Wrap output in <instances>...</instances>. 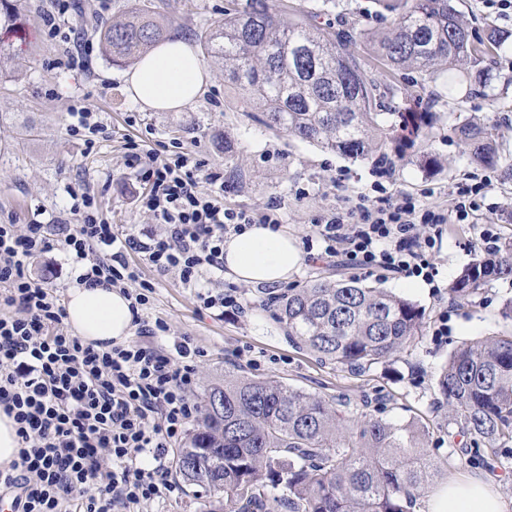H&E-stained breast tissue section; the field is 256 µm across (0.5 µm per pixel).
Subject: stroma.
Masks as SVG:
<instances>
[{
  "mask_svg": "<svg viewBox=\"0 0 512 512\" xmlns=\"http://www.w3.org/2000/svg\"><path fill=\"white\" fill-rule=\"evenodd\" d=\"M284 25L315 21L333 28H363L376 24L375 0H279ZM23 28L9 40L13 57L9 75L0 77V224L71 223V207L82 194L93 197L100 213L120 232L142 238L159 234L152 213L139 207L144 168L129 165L128 141L154 149L159 158L183 152L202 162L205 171L224 174V204L259 212L275 207L283 228L306 241L322 216L342 207L346 199L374 196L379 181L377 155L352 160L274 131L253 121L243 110L241 90L225 84L224 70L209 65L205 94L173 111L141 109L129 97L125 75L133 61L115 65L101 50L92 53L86 72L57 67L65 45L48 37L41 23L46 0H27ZM227 0H149L160 16L174 19V33L187 40L224 16ZM457 8L476 35L489 30L507 34L489 67L492 76L483 93H449L442 81L412 69L390 71L368 44L348 49L365 62L367 74L390 82L393 106L405 112L434 113L429 137L415 141L409 159L395 162L389 191L411 195L427 206L449 209L458 187L479 186L477 209L465 223L453 224L435 258L434 285L412 287L410 279L360 274L369 285L415 301L424 311L418 336L389 360L360 372L324 364L293 347L272 308L263 304L269 293L298 288L317 278L350 277V270L323 260L303 259L287 284L268 288L220 278L216 286L236 293L239 309H205L194 289L177 274L157 272L142 253L129 251L130 265L140 269L155 290L143 306L142 319L167 321L174 335L188 337L203 349L198 361L192 400H200L210 382L224 376L272 378L307 393L336 399L349 422L373 415L396 424H416L438 473L436 483L467 475L495 476L498 492L512 505V443L497 448H473L440 410L438 378L451 352L460 344L512 332L505 306L512 302V279H497L479 294L455 298L449 282L476 255L470 242L483 230L499 240L512 237V181L501 169L468 163L454 127L463 119L492 121L503 158L512 163V10L502 11L487 0H456ZM84 102L105 128L93 148L72 137L67 126L73 104ZM221 132L239 153L238 167H229L213 141ZM434 166H424V158ZM33 278L58 289L73 284L71 264L58 249L35 257ZM447 325L437 336L435 328Z\"/></svg>",
  "mask_w": 512,
  "mask_h": 512,
  "instance_id": "stroma-1",
  "label": "stroma"
}]
</instances>
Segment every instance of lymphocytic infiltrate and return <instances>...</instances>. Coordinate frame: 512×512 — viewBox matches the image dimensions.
<instances>
[{"label":"lymphocytic infiltrate","instance_id":"lymphocytic-infiltrate-1","mask_svg":"<svg viewBox=\"0 0 512 512\" xmlns=\"http://www.w3.org/2000/svg\"><path fill=\"white\" fill-rule=\"evenodd\" d=\"M73 9V0H50L42 21L48 35L63 38L64 67L83 71L91 42L71 27ZM201 168L179 152L146 170L149 188L139 201L165 230L145 241L119 233L87 196L73 207V225L0 224V408L13 417L21 442L17 459L0 469V496L11 497L16 512H131L176 491L168 456L199 412L189 393L202 352L188 337L171 336L167 322L142 320L154 286L126 254L138 251L157 272L176 273L204 308L233 307L236 298L210 280L224 270L225 234L278 222L274 212L229 209L220 192H201L200 178L213 185L223 179ZM475 206L463 186L449 211L404 194L362 196L317 222L318 257L431 285L449 218L466 220ZM58 245L77 284L123 291L137 284L135 339L97 350L68 330L58 289L28 272L34 257Z\"/></svg>","mask_w":512,"mask_h":512}]
</instances>
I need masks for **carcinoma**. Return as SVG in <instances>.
Wrapping results in <instances>:
<instances>
[{"instance_id": "1", "label": "carcinoma", "mask_w": 512, "mask_h": 512, "mask_svg": "<svg viewBox=\"0 0 512 512\" xmlns=\"http://www.w3.org/2000/svg\"><path fill=\"white\" fill-rule=\"evenodd\" d=\"M392 29L352 31L285 28L276 0H245L200 36L201 57L222 64L224 78L244 91L245 107L270 128L351 159L377 150L405 156L414 138L433 126L432 112H391L392 87L367 75L347 45L374 46L387 67L443 75L448 95L487 71L484 63L506 37H477L455 0H378ZM25 0H0V30L12 32ZM102 54L112 63L146 54L168 34L144 3L127 17L97 26ZM467 160L500 165L491 127L455 126ZM512 278V239L478 255L448 286L475 295L491 281ZM296 348L324 363L362 370L388 360L421 330L412 300L356 279L306 282L269 298ZM438 386L448 423L486 448L512 442V332L463 343L442 368ZM175 471L202 489L203 512H410L436 469L412 425L369 417L348 431L338 404L280 381L224 377L207 386L200 413L177 452Z\"/></svg>"}]
</instances>
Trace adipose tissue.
I'll return each instance as SVG.
<instances>
[{
  "instance_id": "obj_1",
  "label": "adipose tissue",
  "mask_w": 512,
  "mask_h": 512,
  "mask_svg": "<svg viewBox=\"0 0 512 512\" xmlns=\"http://www.w3.org/2000/svg\"><path fill=\"white\" fill-rule=\"evenodd\" d=\"M210 76L193 44L174 37L144 54L127 79L141 107L172 110L197 100ZM302 261L295 236L265 224L247 226L224 239V267L236 281L254 286L287 282ZM67 322L87 344L120 345L132 335L129 299L119 289L72 286L65 301ZM426 512H512L491 477L451 478L428 497Z\"/></svg>"
}]
</instances>
